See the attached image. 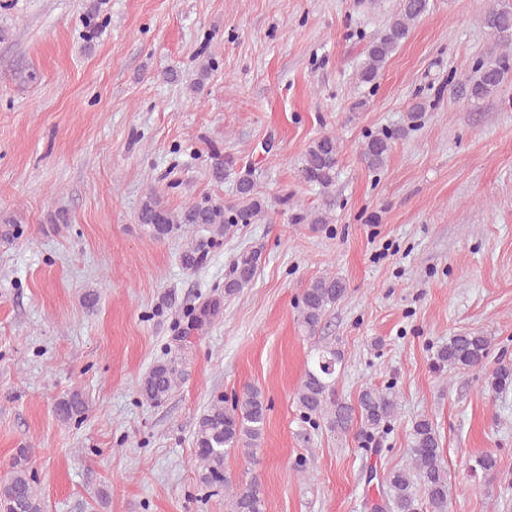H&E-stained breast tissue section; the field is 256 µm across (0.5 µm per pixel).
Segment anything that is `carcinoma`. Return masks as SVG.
<instances>
[{"label": "carcinoma", "mask_w": 512, "mask_h": 512, "mask_svg": "<svg viewBox=\"0 0 512 512\" xmlns=\"http://www.w3.org/2000/svg\"><path fill=\"white\" fill-rule=\"evenodd\" d=\"M428 9V0H400L384 30L366 45L365 58L359 67L358 80L366 85L377 84L383 68L401 43L409 36L413 24ZM484 27L495 38L488 58L479 59L461 82L469 99L483 100L498 92L512 71V5L494 0L483 15ZM403 130L382 129L365 136L360 156L367 167H384L394 142ZM340 140L332 134L314 139L307 147L299 169L301 179L320 188L322 203L315 209H303L294 215L297 224H327L336 200L332 187L336 182V166L341 153ZM268 211L265 197L256 189L252 173H237L236 198L233 204L198 203L174 212L157 193L151 191L143 199L137 221L158 239L188 234L181 253L187 269L196 270L207 263L217 242L236 224H254ZM261 260V251L244 250L236 254L224 278V298L203 302L188 313L190 326L201 328L219 319L224 312V299L239 294L252 282ZM346 284L337 276L312 280L300 297L301 326L313 337L330 311L345 295ZM492 340L479 330H465L448 338L439 347L436 360L441 366L470 372L485 368ZM342 363L336 341L321 338L312 347L304 374L296 391V403L302 419L313 426L325 425L339 434L356 431L363 446L377 436L390 432L398 413V394L394 387H366L354 403L336 396L338 365ZM182 378L179 361L170 358L158 361L141 377L139 392L144 401L160 404L177 388ZM487 390L500 393L512 385V367L500 365L486 376ZM268 404L262 391L252 385L242 387L229 405L224 396L212 397L193 429L195 461L199 482L206 487L231 491L229 512H265V495L253 482L245 487H232L225 461L230 452L250 453L259 447ZM88 406L79 392H71L55 404V414L64 423H80ZM411 465L388 471L381 478V503L373 512H449L448 479L442 462L440 437L434 421L420 416L412 422L409 432ZM470 469L485 477L498 474V459L491 452L476 456ZM39 480L33 471L27 448H19L3 466L0 476V512H44Z\"/></svg>", "instance_id": "carcinoma-1"}]
</instances>
